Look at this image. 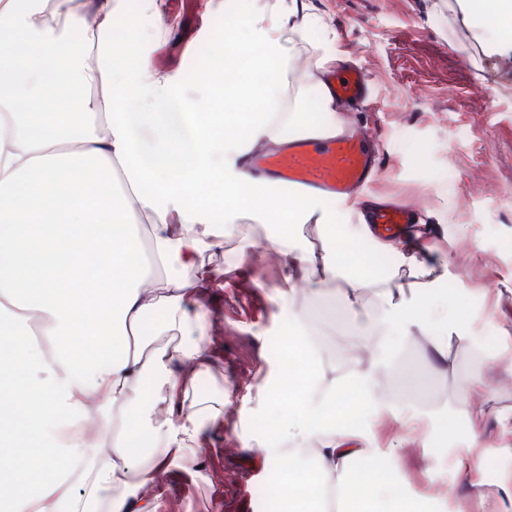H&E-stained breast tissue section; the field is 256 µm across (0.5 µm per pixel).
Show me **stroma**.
<instances>
[{
    "label": "stroma",
    "instance_id": "obj_1",
    "mask_svg": "<svg viewBox=\"0 0 512 512\" xmlns=\"http://www.w3.org/2000/svg\"><path fill=\"white\" fill-rule=\"evenodd\" d=\"M304 14L320 17L329 33L311 42L329 57L364 68L373 78L370 100L350 107L349 122L377 132L382 153L381 191L420 193L426 209L409 231L420 234L432 256L448 262V293L471 312L466 339L452 340L443 369L432 367L429 344L420 335L396 336L398 358L390 366L400 378L418 377L428 396L397 398L382 415L347 395L337 421L355 432L373 431L380 447L403 441L393 464L382 470L408 495L439 498L446 512H480L472 484L495 489L504 465L512 463V383L500 364L499 339L512 337V31L497 43L477 38L494 26L488 0H301ZM161 16L139 0H122L114 41L130 49L125 64L147 63L151 72L179 80L199 97L205 68L219 64L225 27L245 29L257 0H166ZM327 224H301L294 245L338 242L362 260L392 269L391 256L361 231L364 205L330 204ZM263 249L232 246L203 256L216 270L203 298L211 311V364L188 391L191 398L220 408L205 434L196 464L176 459L150 488L159 512H279L275 470L251 466L244 442L271 432L288 415L289 401L269 404L267 387L283 376L282 337L291 312L320 323L325 312L348 315L343 280L329 291L290 288L272 246L271 228L260 226ZM260 314L246 322L243 307ZM481 378L484 388L471 387ZM494 393L479 423L466 414L484 389ZM419 416L429 430L447 435L427 448H414L403 428L406 415ZM481 442V467L472 477L457 469L471 437Z\"/></svg>",
    "mask_w": 512,
    "mask_h": 512
}]
</instances>
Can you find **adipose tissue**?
<instances>
[{"instance_id":"adipose-tissue-1","label":"adipose tissue","mask_w":512,"mask_h":512,"mask_svg":"<svg viewBox=\"0 0 512 512\" xmlns=\"http://www.w3.org/2000/svg\"><path fill=\"white\" fill-rule=\"evenodd\" d=\"M55 0L63 20L58 36L38 0H0V512H157L147 497L112 496L117 485L153 484L173 456L193 455L216 416L186 393L209 367L208 314L188 311L203 285L201 258L227 242H249V222L271 225L287 280L326 282L348 271V299L364 293L389 302L365 335L374 355L348 371L324 363L315 333L293 317L283 354L301 363L289 394L308 422L280 424L273 437L247 439L259 448L254 463L279 468L283 483L309 476L312 497L282 501V512H439L435 500L402 493L375 466L380 453L371 432L355 434L335 421V406L353 391L381 414L378 357L393 331L429 339L435 367L448 364L450 339L470 329L467 309L447 300L448 265L432 261L419 240L388 241L412 277L409 298L391 305V275L332 246L298 252L295 225L328 223L318 199L270 196L265 182L243 166L262 145H284L308 131H335L342 103L321 94L320 123H300L304 88H291L297 45L320 28L299 16L296 0H275L255 13L249 39L224 31L244 52L224 57V78L209 96L193 100L174 79L147 66L123 67L107 36L115 0H98L96 24ZM274 74L271 82L239 77L237 65ZM69 85L103 86L52 112L42 98L46 75ZM222 186V223L206 188ZM155 214L148 227L137 216ZM175 344L158 346L146 330L156 308ZM110 359H101L103 351ZM153 377L157 396L138 415L142 382ZM142 419L154 437L144 454L127 430ZM99 440L88 441L85 425Z\"/></svg>"}]
</instances>
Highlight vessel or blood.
I'll return each mask as SVG.
<instances>
[{
  "mask_svg": "<svg viewBox=\"0 0 512 512\" xmlns=\"http://www.w3.org/2000/svg\"><path fill=\"white\" fill-rule=\"evenodd\" d=\"M371 78L364 69L352 67L335 72L330 89L337 96L365 102ZM366 132H343L333 136L294 137L286 150L259 156L254 161L279 192L308 194L329 202H340L371 186L379 161ZM419 200L395 199L373 206L367 221L374 235L400 237Z\"/></svg>",
  "mask_w": 512,
  "mask_h": 512,
  "instance_id": "vessel-or-blood-1",
  "label": "vessel or blood"
}]
</instances>
